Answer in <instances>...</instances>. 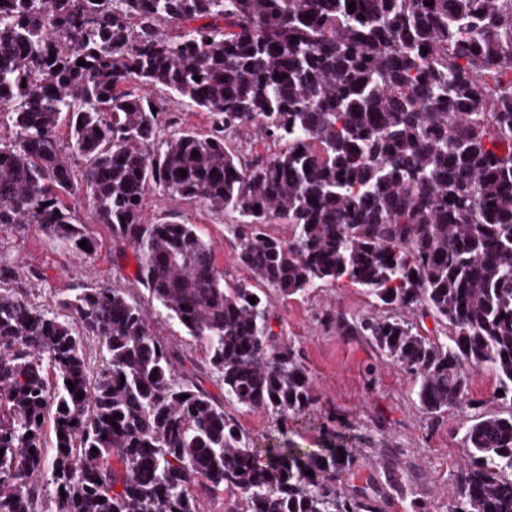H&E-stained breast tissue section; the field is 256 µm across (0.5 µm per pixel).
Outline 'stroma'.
Segmentation results:
<instances>
[{
    "label": "stroma",
    "instance_id": "35a3bbf8",
    "mask_svg": "<svg viewBox=\"0 0 512 512\" xmlns=\"http://www.w3.org/2000/svg\"><path fill=\"white\" fill-rule=\"evenodd\" d=\"M152 95L164 105L158 120L160 138L187 129L201 136L209 134L212 120L208 113L161 88ZM72 208L75 218L90 225L99 241L91 254L75 255L68 245L28 224L0 226V265H18L43 274L38 281L19 280L18 288L40 306L50 304L56 293L92 285L126 288L133 291L137 301L148 303L147 292L134 280V258L116 264L112 233L106 225L93 223L88 200L75 201ZM143 218L148 224L177 218L197 225L211 242L225 280L246 278V270L237 263L235 239L229 230L238 223L237 214H218L198 201H169L155 191L147 196ZM266 295L274 332L294 344L309 370L320 396L317 410L326 429L320 432L284 424L261 409L232 410L252 447H265L281 432L303 448L320 447L327 439V430L348 433L364 451L353 484L374 487L381 512H411L408 499L390 493L389 482L394 478L415 489L426 512H446L465 455L464 434L472 420L471 410L454 408L430 418L418 403L411 375L382 357L365 337L342 333L324 322V314L333 311L354 319L385 314V307L374 302L363 288L340 282L288 299L271 289Z\"/></svg>",
    "mask_w": 512,
    "mask_h": 512
}]
</instances>
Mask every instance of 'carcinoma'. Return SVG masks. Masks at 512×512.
Returning a JSON list of instances; mask_svg holds the SVG:
<instances>
[{"label":"carcinoma","mask_w":512,"mask_h":512,"mask_svg":"<svg viewBox=\"0 0 512 512\" xmlns=\"http://www.w3.org/2000/svg\"><path fill=\"white\" fill-rule=\"evenodd\" d=\"M424 2L0 0V112L16 130L0 225L90 254L69 203L84 194L133 247L155 314L206 352L175 350L124 288L41 309L7 287L41 275L0 266V512H201L199 488L235 491L242 512H380L342 483L360 457L345 434L253 448L224 411L323 427L259 286L288 298L344 279L391 314L326 321L414 375L426 414L475 410L448 512H512V0ZM134 80L208 113L211 134L159 140L162 104ZM256 127L276 154L227 149ZM153 189L243 217L248 277L225 287L196 225L144 223ZM277 219L291 239L265 231ZM475 369L508 411H479Z\"/></svg>","instance_id":"cac0c4a2"}]
</instances>
